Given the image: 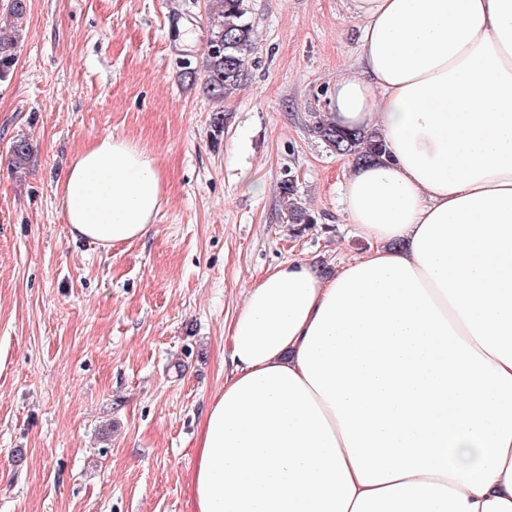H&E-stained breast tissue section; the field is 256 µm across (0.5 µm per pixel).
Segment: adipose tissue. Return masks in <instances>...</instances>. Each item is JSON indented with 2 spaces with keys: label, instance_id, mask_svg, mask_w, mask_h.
Wrapping results in <instances>:
<instances>
[{
  "label": "adipose tissue",
  "instance_id": "ef3b65f1",
  "mask_svg": "<svg viewBox=\"0 0 512 512\" xmlns=\"http://www.w3.org/2000/svg\"><path fill=\"white\" fill-rule=\"evenodd\" d=\"M330 119L385 141L349 166L368 247L267 270L226 326L193 512H512V0H351ZM155 160L107 136L58 202L74 237L144 236Z\"/></svg>",
  "mask_w": 512,
  "mask_h": 512
}]
</instances>
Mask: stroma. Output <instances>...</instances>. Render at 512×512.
Masks as SVG:
<instances>
[{"mask_svg":"<svg viewBox=\"0 0 512 512\" xmlns=\"http://www.w3.org/2000/svg\"><path fill=\"white\" fill-rule=\"evenodd\" d=\"M349 3L247 0L252 65L217 105L184 77L208 0H26L19 19L0 0V32L19 34L0 81V512H191L246 288L293 258L335 274L366 247L341 214L345 157L308 132L357 62ZM108 135L149 153L164 191L145 237L103 248L72 236L56 195ZM288 175L303 230L281 213Z\"/></svg>","mask_w":512,"mask_h":512,"instance_id":"stroma-1","label":"stroma"}]
</instances>
